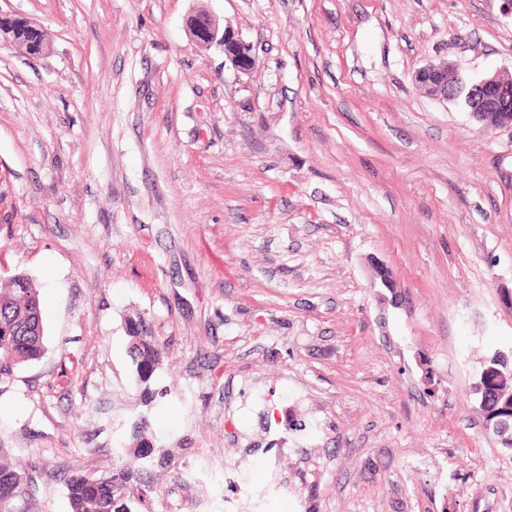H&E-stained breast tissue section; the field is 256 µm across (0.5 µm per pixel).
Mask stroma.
Returning a JSON list of instances; mask_svg holds the SVG:
<instances>
[{
	"label": "stroma",
	"instance_id": "obj_1",
	"mask_svg": "<svg viewBox=\"0 0 512 512\" xmlns=\"http://www.w3.org/2000/svg\"><path fill=\"white\" fill-rule=\"evenodd\" d=\"M207 8L247 74L194 42ZM0 286L54 308L0 382L29 512L118 466L148 413L154 512H512V452L472 392L512 350V128L416 82L512 75V0H0ZM388 270L384 286L380 270ZM163 346L143 407L129 322ZM186 26L196 43L221 49L225 62L237 72L247 74L254 67L253 45L234 29L221 28L218 20L207 10L192 12L186 19Z\"/></svg>",
	"mask_w": 512,
	"mask_h": 512
}]
</instances>
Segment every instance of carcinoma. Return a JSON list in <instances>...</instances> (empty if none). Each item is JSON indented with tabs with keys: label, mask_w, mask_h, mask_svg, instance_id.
I'll list each match as a JSON object with an SVG mask.
<instances>
[{
	"label": "carcinoma",
	"mask_w": 512,
	"mask_h": 512,
	"mask_svg": "<svg viewBox=\"0 0 512 512\" xmlns=\"http://www.w3.org/2000/svg\"><path fill=\"white\" fill-rule=\"evenodd\" d=\"M131 386L139 391L145 406L154 401L150 381L161 356V343L149 335L143 322L129 325ZM44 349V306L32 280L20 274L10 287L0 291V380L14 370L40 357ZM133 445L115 449L124 463L112 473L91 476L76 470L66 479L71 512H114L118 503L126 512H146L139 492L154 487L149 464L156 450L145 414L131 423ZM29 484L25 472L8 463H0V512H20L19 503L29 499L24 487Z\"/></svg>",
	"instance_id": "obj_1"
}]
</instances>
